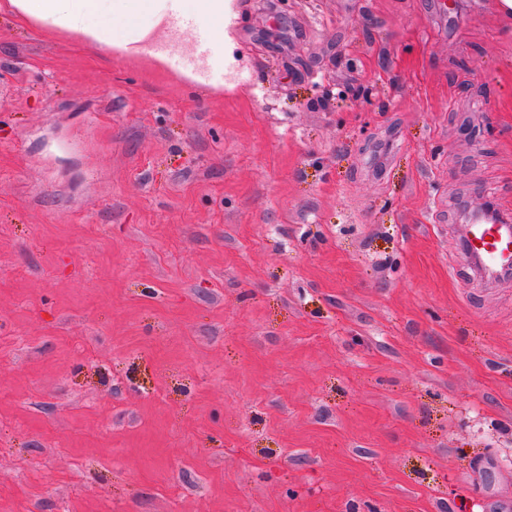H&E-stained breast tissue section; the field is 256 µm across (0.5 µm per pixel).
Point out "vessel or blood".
<instances>
[{
  "label": "vessel or blood",
  "instance_id": "vessel-or-blood-1",
  "mask_svg": "<svg viewBox=\"0 0 512 512\" xmlns=\"http://www.w3.org/2000/svg\"><path fill=\"white\" fill-rule=\"evenodd\" d=\"M461 248L490 275L512 272V224L488 222L484 213L472 214Z\"/></svg>",
  "mask_w": 512,
  "mask_h": 512
}]
</instances>
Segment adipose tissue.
<instances>
[{"mask_svg": "<svg viewBox=\"0 0 512 512\" xmlns=\"http://www.w3.org/2000/svg\"><path fill=\"white\" fill-rule=\"evenodd\" d=\"M234 0H0V11L42 29L72 34L86 46L141 54L151 30L184 33L206 25L212 41L233 48Z\"/></svg>", "mask_w": 512, "mask_h": 512, "instance_id": "obj_1", "label": "adipose tissue"}]
</instances>
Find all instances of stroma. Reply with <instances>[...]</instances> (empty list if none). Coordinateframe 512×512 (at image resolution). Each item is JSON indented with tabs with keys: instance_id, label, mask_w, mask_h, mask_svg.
I'll list each match as a JSON object with an SVG mask.
<instances>
[{
	"instance_id": "obj_1",
	"label": "stroma",
	"mask_w": 512,
	"mask_h": 512,
	"mask_svg": "<svg viewBox=\"0 0 512 512\" xmlns=\"http://www.w3.org/2000/svg\"><path fill=\"white\" fill-rule=\"evenodd\" d=\"M437 2L0 14V512H512V18ZM234 0H2L0 11L42 29L72 34L86 46L140 55L158 25L180 33L205 24L228 52ZM486 236L492 237L487 240ZM461 248L488 275H508L512 270V224L489 223L483 211L471 215Z\"/></svg>"
}]
</instances>
